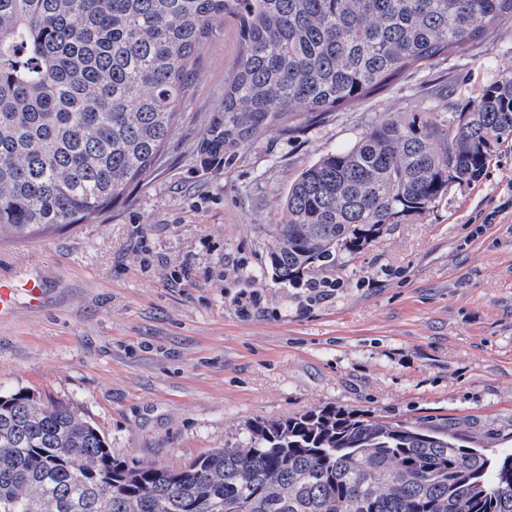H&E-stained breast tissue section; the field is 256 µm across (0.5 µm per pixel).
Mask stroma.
Wrapping results in <instances>:
<instances>
[{
    "label": "stroma",
    "mask_w": 512,
    "mask_h": 512,
    "mask_svg": "<svg viewBox=\"0 0 512 512\" xmlns=\"http://www.w3.org/2000/svg\"><path fill=\"white\" fill-rule=\"evenodd\" d=\"M239 52L225 16L149 184L95 223L0 241V277L38 273L50 296L0 320V388L76 407L139 465L180 467L254 422L324 405L445 416L469 423L489 454L512 446V138L476 182L323 269L340 283L329 301L272 278L262 233L291 181L371 122L464 106L512 72V24L216 157L198 141ZM249 296L259 304L245 316Z\"/></svg>",
    "instance_id": "stroma-1"
}]
</instances>
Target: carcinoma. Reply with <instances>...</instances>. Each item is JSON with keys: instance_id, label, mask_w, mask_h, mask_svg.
Wrapping results in <instances>:
<instances>
[{"instance_id": "1", "label": "carcinoma", "mask_w": 512, "mask_h": 512, "mask_svg": "<svg viewBox=\"0 0 512 512\" xmlns=\"http://www.w3.org/2000/svg\"><path fill=\"white\" fill-rule=\"evenodd\" d=\"M228 13L241 50L199 140L215 154L488 41L512 0H0V234L91 224L150 182ZM510 136L512 74L446 120L372 123L289 185L265 225L272 277L297 285L376 244L479 179ZM477 443L443 416L320 406L182 467L142 466L70 405L0 391V512H512V452Z\"/></svg>"}]
</instances>
